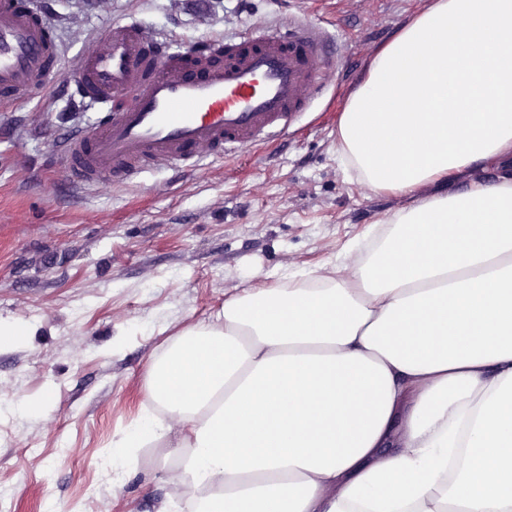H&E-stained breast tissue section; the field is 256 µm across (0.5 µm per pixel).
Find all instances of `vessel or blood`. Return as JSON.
Listing matches in <instances>:
<instances>
[{
    "label": "vessel or blood",
    "instance_id": "obj_1",
    "mask_svg": "<svg viewBox=\"0 0 512 512\" xmlns=\"http://www.w3.org/2000/svg\"><path fill=\"white\" fill-rule=\"evenodd\" d=\"M153 44L156 57L146 59L143 30L131 20L83 41L74 71L85 105L127 91L135 97L57 144L73 185L124 181L143 166L199 167L207 158L284 137L334 48L326 31L308 22L285 32L262 26L242 37L209 39L189 56L164 38ZM58 46L40 0H0V96L44 83Z\"/></svg>",
    "mask_w": 512,
    "mask_h": 512
}]
</instances>
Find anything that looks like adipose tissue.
<instances>
[{
  "mask_svg": "<svg viewBox=\"0 0 512 512\" xmlns=\"http://www.w3.org/2000/svg\"><path fill=\"white\" fill-rule=\"evenodd\" d=\"M338 131L377 193L512 155V0H431ZM156 444L192 512H512V177L399 215L353 280L177 332L116 442Z\"/></svg>",
  "mask_w": 512,
  "mask_h": 512,
  "instance_id": "1",
  "label": "adipose tissue"
}]
</instances>
